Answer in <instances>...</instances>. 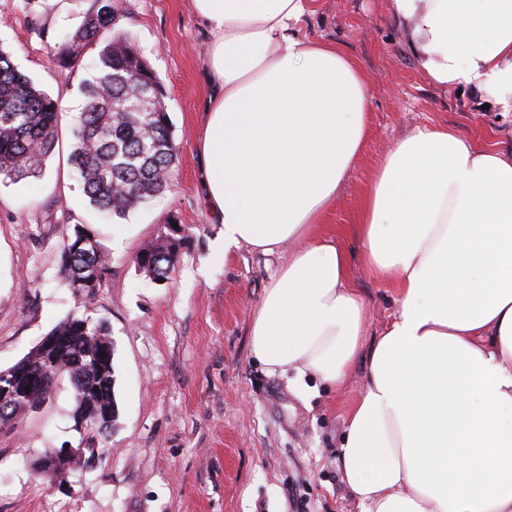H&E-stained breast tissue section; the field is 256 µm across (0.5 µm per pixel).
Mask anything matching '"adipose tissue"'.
Listing matches in <instances>:
<instances>
[{"mask_svg": "<svg viewBox=\"0 0 512 512\" xmlns=\"http://www.w3.org/2000/svg\"><path fill=\"white\" fill-rule=\"evenodd\" d=\"M211 35L212 92L198 146L214 262L295 243L251 328L268 371L328 388L358 361L365 387L339 460L361 512H512V152L445 125L387 149L359 231L373 274H397L398 307L370 345L344 251L315 232L370 120L367 81L302 27L316 0H194ZM434 86L512 105V0H389Z\"/></svg>", "mask_w": 512, "mask_h": 512, "instance_id": "1", "label": "adipose tissue"}]
</instances>
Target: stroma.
<instances>
[{
  "label": "stroma",
  "mask_w": 512,
  "mask_h": 512,
  "mask_svg": "<svg viewBox=\"0 0 512 512\" xmlns=\"http://www.w3.org/2000/svg\"><path fill=\"white\" fill-rule=\"evenodd\" d=\"M121 28L166 90L179 146L172 191L120 219L92 208L68 164L84 83L97 47L71 66L52 62L95 0H0V49L59 101V143L42 175L0 177V370L28 354L76 302L59 278L58 257L74 225L86 224L112 260L95 313L114 343L118 417L97 453L79 450L73 389L61 379L37 413L0 432V512H359L339 467L347 414L366 381L357 362L341 389L305 399L295 370L268 372L250 352L249 329L287 251L249 246L201 276L222 225L207 215L198 144L210 86L203 57L209 34L193 0H116ZM388 0H319L305 25L336 44L367 80L370 122L358 157L319 230L346 253L368 307L367 338L397 308L394 281L373 277L358 233L361 200L389 145L419 125H446L478 145L512 150V111L484 106L472 87L440 89L416 69L409 36ZM190 235L170 279L155 283L132 258L170 223ZM76 448L66 480L36 468L46 452Z\"/></svg>",
  "instance_id": "obj_1"
}]
</instances>
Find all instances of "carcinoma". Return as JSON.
I'll return each mask as SVG.
<instances>
[{
	"mask_svg": "<svg viewBox=\"0 0 512 512\" xmlns=\"http://www.w3.org/2000/svg\"><path fill=\"white\" fill-rule=\"evenodd\" d=\"M118 24L113 0H96L95 9L70 34L55 61L67 67L82 48L100 47L96 74L84 88L86 106L73 128L69 163L89 204L124 218L172 190L179 147L163 84ZM59 114L58 102L0 49V176L15 182L43 173L58 142ZM186 239L183 233L169 234L144 247L133 263L150 280L166 281ZM110 269L95 233L74 225L60 250L59 274L83 312L70 314L49 332L63 340L62 346L48 350L41 342L16 364L0 370V382L11 378L31 388L14 420L0 419V428L39 409L66 376L74 390V410L91 402L99 411V417L83 427L85 449L106 438L117 418L114 344L106 339V322L91 313L97 288Z\"/></svg>",
	"mask_w": 512,
	"mask_h": 512,
	"instance_id": "obj_1",
	"label": "carcinoma"
}]
</instances>
